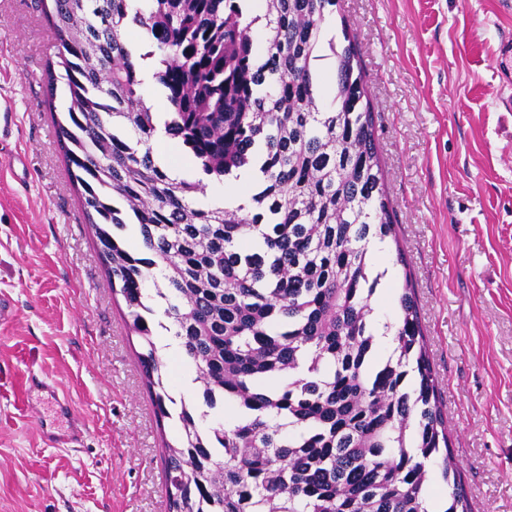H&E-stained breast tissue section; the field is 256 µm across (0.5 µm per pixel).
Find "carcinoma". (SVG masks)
Wrapping results in <instances>:
<instances>
[{"instance_id":"1","label":"carcinoma","mask_w":512,"mask_h":512,"mask_svg":"<svg viewBox=\"0 0 512 512\" xmlns=\"http://www.w3.org/2000/svg\"><path fill=\"white\" fill-rule=\"evenodd\" d=\"M37 0L57 41L50 95L67 89L61 148L130 333L156 414L179 430L164 444L168 512H427L426 464L449 487L444 512H472L411 274L404 271L394 349L377 356L373 297L386 271L372 239L407 267L376 144L354 37L321 40L337 0ZM267 29L258 53L253 27ZM170 105L165 133L209 180L259 165L251 207L198 204L207 183L176 180L153 149L128 34ZM336 61L331 98L317 71ZM138 226L143 249L124 247ZM164 316L193 365L199 404L176 400L154 342ZM230 404L236 424L204 428Z\"/></svg>"}]
</instances>
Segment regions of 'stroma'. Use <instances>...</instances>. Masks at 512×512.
<instances>
[{
	"instance_id": "1",
	"label": "stroma",
	"mask_w": 512,
	"mask_h": 512,
	"mask_svg": "<svg viewBox=\"0 0 512 512\" xmlns=\"http://www.w3.org/2000/svg\"><path fill=\"white\" fill-rule=\"evenodd\" d=\"M374 105L451 449L473 512H512V0H339ZM34 0H0V512H167L140 343L112 292L59 145ZM56 381L85 426L49 448ZM27 382L29 389L40 393H45L54 399L60 413H70V403L68 397L65 396L64 393L60 392L59 385L56 382L49 381L35 374L30 375L27 379ZM42 441L49 448H78L84 438V432L75 424H70L66 434H60L48 428L42 430Z\"/></svg>"
}]
</instances>
